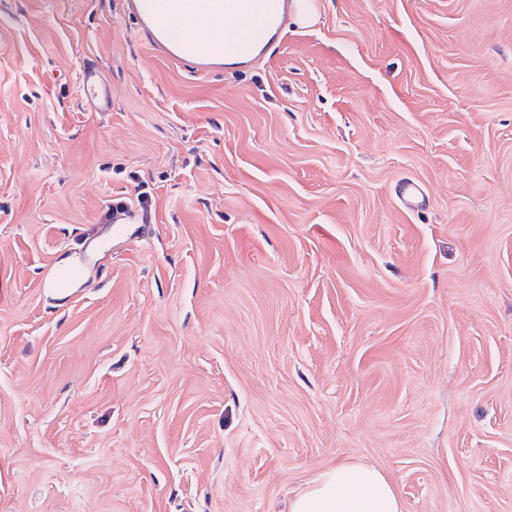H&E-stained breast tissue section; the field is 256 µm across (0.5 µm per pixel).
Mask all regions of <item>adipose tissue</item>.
I'll list each match as a JSON object with an SVG mask.
<instances>
[{"mask_svg": "<svg viewBox=\"0 0 512 512\" xmlns=\"http://www.w3.org/2000/svg\"><path fill=\"white\" fill-rule=\"evenodd\" d=\"M302 27L317 19L314 0H222L217 13L189 9L166 19L169 46L182 47L199 36L201 49L220 53L225 65L247 63L265 46L285 18ZM289 512H403L394 482L374 465L343 461L317 473L297 492Z\"/></svg>", "mask_w": 512, "mask_h": 512, "instance_id": "1", "label": "adipose tissue"}]
</instances>
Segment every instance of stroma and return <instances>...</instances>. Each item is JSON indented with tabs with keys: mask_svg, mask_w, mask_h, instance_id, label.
Segmentation results:
<instances>
[{
	"mask_svg": "<svg viewBox=\"0 0 512 512\" xmlns=\"http://www.w3.org/2000/svg\"><path fill=\"white\" fill-rule=\"evenodd\" d=\"M315 3L200 73L126 0H0V512H287L342 460L512 512V0ZM289 12L292 21L301 27L311 26L317 19V7L313 0H293ZM78 75L81 100L95 112L111 111L112 87L104 78L96 62L84 61Z\"/></svg>",
	"mask_w": 512,
	"mask_h": 512,
	"instance_id": "35a3bbf8",
	"label": "stroma"
}]
</instances>
